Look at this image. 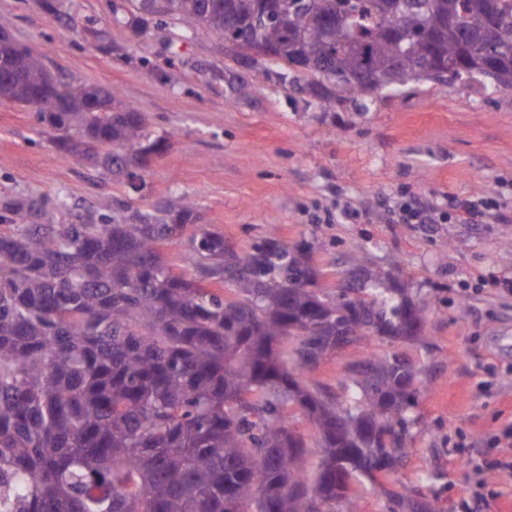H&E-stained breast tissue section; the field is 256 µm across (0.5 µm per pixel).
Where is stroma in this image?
I'll use <instances>...</instances> for the list:
<instances>
[{
  "instance_id": "stroma-1",
  "label": "stroma",
  "mask_w": 512,
  "mask_h": 512,
  "mask_svg": "<svg viewBox=\"0 0 512 512\" xmlns=\"http://www.w3.org/2000/svg\"><path fill=\"white\" fill-rule=\"evenodd\" d=\"M113 2L0 0V15L55 76L120 90L165 152L137 185L104 178L62 159L34 109L0 102V217L24 199L59 224H100L188 195L236 251L272 231L312 244L329 291L369 255L429 305L430 347L401 345L426 367L423 423L389 482L436 493L444 512H504L512 453L493 439L512 425V89L421 80L369 111H328L205 32L172 22L140 36L114 22ZM70 15L87 31L67 30ZM413 201L433 223L404 218ZM470 457L484 484L467 479Z\"/></svg>"
}]
</instances>
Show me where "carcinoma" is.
<instances>
[{
  "mask_svg": "<svg viewBox=\"0 0 512 512\" xmlns=\"http://www.w3.org/2000/svg\"><path fill=\"white\" fill-rule=\"evenodd\" d=\"M165 17L325 107L411 82L512 89V0H120ZM0 17V101L32 106L61 156L135 176L164 151L116 89L63 80ZM0 224V512H360L355 485L412 454L421 366L374 340L425 344V304L362 284L314 287L313 248L236 252L187 197L110 224H56L34 201ZM189 234L175 274L159 246ZM227 282L226 300L206 282ZM345 360L331 394L312 377ZM317 430L315 472L297 414ZM391 512H440L402 482Z\"/></svg>",
  "mask_w": 512,
  "mask_h": 512,
  "instance_id": "carcinoma-1",
  "label": "carcinoma"
}]
</instances>
